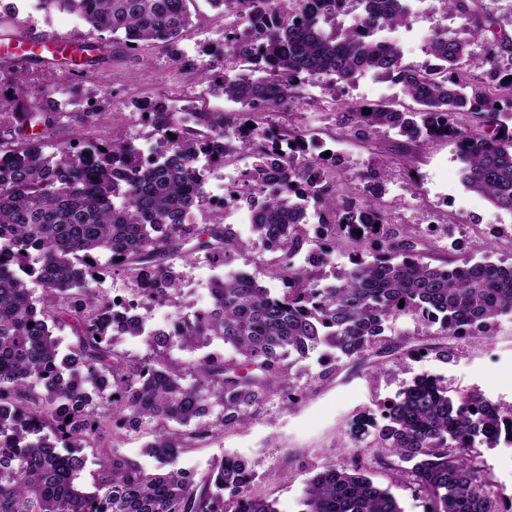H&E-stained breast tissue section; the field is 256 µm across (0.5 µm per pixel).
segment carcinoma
I'll return each mask as SVG.
<instances>
[{
  "mask_svg": "<svg viewBox=\"0 0 512 512\" xmlns=\"http://www.w3.org/2000/svg\"><path fill=\"white\" fill-rule=\"evenodd\" d=\"M45 2L101 34L123 33L122 42L135 49L173 46L191 21L188 0ZM209 2L234 17L216 89L240 110L192 112L181 124L164 102L141 101L138 108L163 137L158 167L138 169L119 126L93 148L79 132L76 143L46 153V134L65 122L72 105L70 86L55 90L66 99L50 105L27 100L20 126H0V512H277L251 493L248 461L225 456L197 482L179 467L182 449L214 437L218 427L247 425L275 394L288 407L300 404L305 394L287 384V365L322 347L335 358L372 357L376 368L392 356L446 360L443 340H489L499 318L512 316V264L460 257L433 265L427 258L436 243L409 235L378 198L353 191V177L334 173V157L307 155L302 136L289 133L261 150L249 137L219 156L224 162L245 150L252 159L243 170L256 205L251 232L272 254L268 272L280 287L218 277L210 304L183 316L176 331L146 335L127 319L120 335L107 332L112 302L90 288L105 270L125 274L145 300L180 308L178 257L201 255L221 266L249 249L218 215L189 223L203 207L191 160L216 153L217 139L239 124L257 131L268 112L287 111L314 78H326L329 90L372 71L401 85L416 104L397 109L351 100L327 114L363 142L380 129L404 138L405 151L380 161L372 178L406 166L411 150L445 135L458 143L464 185L512 214V34L486 0H442L463 24L426 37L425 53L438 61L428 71L404 63L393 45L379 51L374 40L376 30L407 22L408 0H356L362 11L341 29L334 21L348 0ZM260 3L278 17L262 34L263 56L279 67L274 78L233 51L242 30L257 29ZM468 68L482 75L469 77ZM230 71L235 77H227ZM171 133L181 140L172 149ZM274 172L283 181L279 193L266 190ZM363 212L371 222L353 235L343 220ZM322 247L348 249L355 258L331 283L321 264L281 263L283 255ZM31 282L43 285L40 296ZM408 313L436 328L440 342L404 350L388 339V320ZM61 326L76 339L65 353L54 335ZM141 336L152 356L130 359L117 350L125 338ZM216 340L224 352L184 366L166 360L175 346L199 349ZM216 410L215 422H206ZM383 420L380 426L359 414L350 434L373 436L378 463L427 490L431 512H512V498L480 477L471 455L478 444L496 445L499 430L512 431L511 404L421 374L388 400ZM169 422L178 429H168ZM109 424L114 437L156 425L146 444L156 472L114 446L101 452L95 490L85 492L78 485L81 449L95 446ZM301 504L302 512H402L369 476L359 448L350 465L326 466L309 478Z\"/></svg>",
  "mask_w": 512,
  "mask_h": 512,
  "instance_id": "obj_1",
  "label": "carcinoma"
}]
</instances>
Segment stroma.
Returning <instances> with one entry per match:
<instances>
[{"label":"stroma","mask_w":512,"mask_h":512,"mask_svg":"<svg viewBox=\"0 0 512 512\" xmlns=\"http://www.w3.org/2000/svg\"><path fill=\"white\" fill-rule=\"evenodd\" d=\"M0 3L17 7L24 36L66 34L77 44L99 37L77 16L59 10L38 11L30 7L29 0ZM187 7L192 24L182 34L177 56H170L161 47L131 50L117 42L91 71L69 77L30 62L1 67L0 89L36 95L69 81L76 94L71 108L73 118L50 135L48 142L55 147L72 140L75 131L84 128L91 112L112 113L115 123L130 137L151 139V127L130 103L134 97L166 100L178 96L193 108L216 105L225 112L236 111V104L217 92L219 73L209 66L214 37L227 31L231 19L212 8L208 0H189ZM460 24V19L445 12L439 0H414L407 25L414 40L405 62L422 65L426 59L425 37L436 28H456ZM359 79L356 85H338L332 95L321 87L305 86L296 114L282 121L283 126L316 134L320 149L334 151L342 172L348 175L376 168L382 158L398 151L400 139L381 132L365 143L336 128L326 118L336 100L392 102L404 107L411 104L402 88L389 80L371 73L360 74ZM460 168L458 147L453 140L427 141L412 153L408 168H392L383 178L381 201L393 212L397 223L421 235L426 234L431 217L452 213L457 241L441 245L432 252V259L476 256L484 246L490 248L492 260L503 259L494 236H486L479 245L471 235L473 216L487 221L498 212L463 186ZM422 373L441 377L449 387L474 388L493 400L512 403V322L501 321L492 341L459 346L455 356L445 361L430 354L388 363L380 371L367 364L351 365L345 358L337 360L331 372L325 371L315 358L292 365L291 386L307 394L300 405L289 410L279 396H272L249 426L224 431L220 438L186 449L180 465L201 475L213 460L224 455L242 457L252 463L255 471L253 493L274 502L279 512H299L306 481L323 466L345 467L349 450L358 447L372 462L374 482L390 489L402 512H425L428 497L424 492L374 463L376 451L371 447V437L354 441L348 435L353 416L367 411L381 417L384 403ZM479 467L483 478L496 485L504 496H512V447L480 448Z\"/></svg>","instance_id":"35a3bbf8"}]
</instances>
